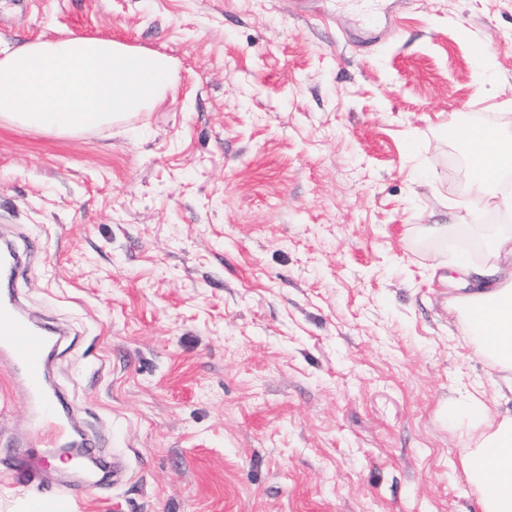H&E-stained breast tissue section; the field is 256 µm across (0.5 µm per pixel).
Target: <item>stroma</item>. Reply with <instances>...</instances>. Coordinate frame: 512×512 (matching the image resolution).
Returning a JSON list of instances; mask_svg holds the SVG:
<instances>
[{"instance_id": "1", "label": "stroma", "mask_w": 512, "mask_h": 512, "mask_svg": "<svg viewBox=\"0 0 512 512\" xmlns=\"http://www.w3.org/2000/svg\"><path fill=\"white\" fill-rule=\"evenodd\" d=\"M71 36L176 62L111 126L0 123V236L41 244L16 291L126 465L79 512H472L446 408L512 388L448 306L458 244L488 256L448 124L512 114V0H0L1 50ZM18 443L51 457L0 368Z\"/></svg>"}]
</instances>
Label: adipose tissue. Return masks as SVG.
Returning <instances> with one entry per match:
<instances>
[{
    "mask_svg": "<svg viewBox=\"0 0 512 512\" xmlns=\"http://www.w3.org/2000/svg\"><path fill=\"white\" fill-rule=\"evenodd\" d=\"M448 137L466 147L468 191L472 202L484 209L512 212V193L504 191L503 177L512 172V128L498 122L461 126L449 123ZM492 259L481 266L460 261L465 279L481 283L480 291L450 298L462 316L467 335L480 351L503 370H512V232L495 233ZM474 422L470 449L462 458L467 480L478 495L474 512H512V416H492L482 396L470 398Z\"/></svg>",
    "mask_w": 512,
    "mask_h": 512,
    "instance_id": "obj_1",
    "label": "adipose tissue"
}]
</instances>
